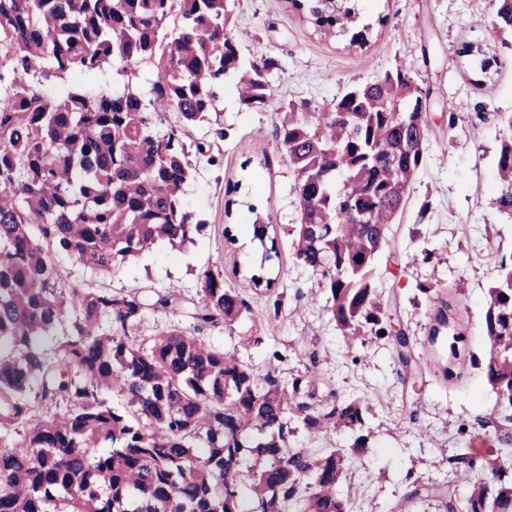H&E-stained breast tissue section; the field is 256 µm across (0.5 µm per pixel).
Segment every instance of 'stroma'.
I'll return each mask as SVG.
<instances>
[{
  "label": "stroma",
  "instance_id": "35a3bbf8",
  "mask_svg": "<svg viewBox=\"0 0 512 512\" xmlns=\"http://www.w3.org/2000/svg\"><path fill=\"white\" fill-rule=\"evenodd\" d=\"M231 9L235 29L250 34L245 53L275 58L279 68L271 74L267 107L241 105L229 83L211 123L192 132L220 151L219 165L198 160L184 188L205 230L182 249L158 241L108 274L60 256L64 284L115 293L135 288L150 300L174 294L189 303L199 297L205 270L223 269L225 287L236 289L264 273L273 285L247 293L248 317L204 328V338L259 367L269 351H279L287 380L305 372L311 352L323 353L324 387L366 398L369 406L364 432L375 453L355 468L360 494L354 512H391L412 482L439 487L453 480L456 458L504 449L495 396L482 380L479 334L486 291L498 274L493 259L512 255V223L501 222L489 206L498 184L497 115L512 112V46L492 33L491 0H360L344 33L320 29L291 0H233ZM399 60L432 91L428 146L373 282L383 293L395 289L398 306L390 316L416 339L419 353L433 350L441 362L452 363L456 376L447 384L429 371L405 372L389 339L367 334L347 348L325 290L294 263L287 234L298 221V201L293 168L275 138L277 110L291 100L330 103ZM464 101L482 103L483 121L449 126V113ZM222 128L231 134L220 140L216 132ZM230 182L239 186L231 205L224 195ZM256 216L275 228L278 255L267 262L260 243L243 230ZM426 250L440 256L439 265L420 262ZM443 298L450 316L470 332L454 359L451 335L440 333L434 341L428 336ZM252 333L264 336V347L244 345Z\"/></svg>",
  "mask_w": 512,
  "mask_h": 512
}]
</instances>
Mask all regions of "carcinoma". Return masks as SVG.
Listing matches in <instances>:
<instances>
[{
  "instance_id": "cac0c4a2",
  "label": "carcinoma",
  "mask_w": 512,
  "mask_h": 512,
  "mask_svg": "<svg viewBox=\"0 0 512 512\" xmlns=\"http://www.w3.org/2000/svg\"><path fill=\"white\" fill-rule=\"evenodd\" d=\"M310 3L315 23L341 27L348 0ZM228 0H0V512H353L349 468L371 452L358 398L315 393L320 359L287 382L274 351L263 372L236 353L187 334L170 296L152 307L173 316L145 341L134 335L147 304L124 294L65 288L61 254L103 273L160 239L191 242L206 221L183 187L211 143L191 139L210 123L235 79L240 104L267 106L271 59H252L231 32ZM493 32L512 40V0H494ZM156 75L140 90L141 66ZM430 89L403 65L313 107L282 106L276 137L295 173L299 222L293 259L328 293L351 339L392 337L398 363L416 341L383 325L372 286L387 232L427 151ZM499 183L491 206L512 223V112L498 113ZM269 225L253 238L276 252ZM488 288L484 374L502 422L512 424V264L498 261ZM250 312L201 277L190 318L230 324ZM115 391V408L104 394ZM65 406L51 412L49 408ZM344 430L347 451L297 446ZM252 474L243 486L242 468ZM465 512H512V464L460 458ZM429 487L414 485L408 512ZM457 512L456 488L436 492Z\"/></svg>"
}]
</instances>
